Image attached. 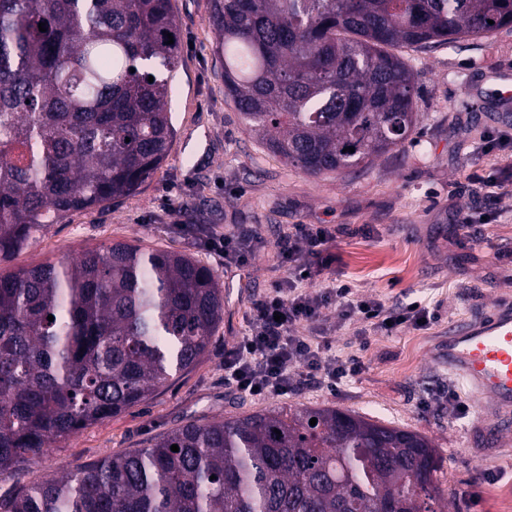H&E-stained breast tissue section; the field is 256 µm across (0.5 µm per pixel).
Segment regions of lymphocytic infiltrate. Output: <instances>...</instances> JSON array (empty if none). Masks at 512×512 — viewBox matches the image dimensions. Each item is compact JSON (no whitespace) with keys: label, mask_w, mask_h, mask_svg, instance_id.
I'll return each instance as SVG.
<instances>
[{"label":"lymphocytic infiltrate","mask_w":512,"mask_h":512,"mask_svg":"<svg viewBox=\"0 0 512 512\" xmlns=\"http://www.w3.org/2000/svg\"><path fill=\"white\" fill-rule=\"evenodd\" d=\"M331 234L321 224L297 225L279 244V256L288 269L254 305L249 330L224 350V385L241 393L282 396L298 384L316 381L333 388L357 378L365 369L356 355H336L327 336H310L306 330L324 308L336 306L341 320L359 319L373 331L395 335L417 326H430L436 314L428 307L409 303L386 304L355 293L349 284L334 281L311 293L304 287L307 273L330 267L326 251ZM205 249L223 257L226 266L250 263L259 239L248 231L216 233L204 228Z\"/></svg>","instance_id":"1"}]
</instances>
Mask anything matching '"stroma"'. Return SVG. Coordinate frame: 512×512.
<instances>
[{"label": "stroma", "instance_id": "obj_1", "mask_svg": "<svg viewBox=\"0 0 512 512\" xmlns=\"http://www.w3.org/2000/svg\"><path fill=\"white\" fill-rule=\"evenodd\" d=\"M181 58L172 99L175 136L163 166L133 195L77 212L51 225L0 269L15 272L125 242L195 256L226 290L224 319L198 363L144 402L57 441L13 474L0 476V496L34 478L64 473L136 448L177 427L281 407L349 410L432 439L448 512H512V426H497L492 406L455 414L436 402L449 388L466 397L438 354L452 328L512 300V220L458 225L456 212L482 214L494 203L478 183L500 177L512 192V154L476 153V143L512 136V99L487 95L490 77L512 73V27L453 44L408 48L415 74L418 121L408 139L365 167L320 177L287 165L246 131L224 95L209 0H172ZM204 224L223 233L254 231L261 245L250 264L225 267L183 227ZM297 224H323L332 265L306 284L348 282L357 293L392 304L420 302L438 318L428 328L360 340L358 320L323 316L336 351L362 358L364 372L331 389L300 388L255 398L224 387V348L247 330L254 302L287 275L281 238Z\"/></svg>", "mask_w": 512, "mask_h": 512}]
</instances>
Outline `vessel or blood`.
Here are the masks:
<instances>
[{"label": "vessel or blood", "instance_id": "obj_1", "mask_svg": "<svg viewBox=\"0 0 512 512\" xmlns=\"http://www.w3.org/2000/svg\"><path fill=\"white\" fill-rule=\"evenodd\" d=\"M448 369L476 401H490L512 420V304L492 307L479 321L457 326L444 350Z\"/></svg>", "mask_w": 512, "mask_h": 512}]
</instances>
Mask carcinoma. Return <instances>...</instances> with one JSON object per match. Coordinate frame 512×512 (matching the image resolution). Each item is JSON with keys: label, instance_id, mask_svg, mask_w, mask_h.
<instances>
[{"label": "carcinoma", "instance_id": "carcinoma-1", "mask_svg": "<svg viewBox=\"0 0 512 512\" xmlns=\"http://www.w3.org/2000/svg\"><path fill=\"white\" fill-rule=\"evenodd\" d=\"M209 4L247 132L314 177L410 135L417 90L396 49L512 27V0ZM180 47L171 0H0V262L162 167ZM223 316L213 273L182 252L116 242L0 274V476L195 366ZM439 469L417 432L278 408L33 478L0 512H445Z\"/></svg>", "mask_w": 512, "mask_h": 512}]
</instances>
